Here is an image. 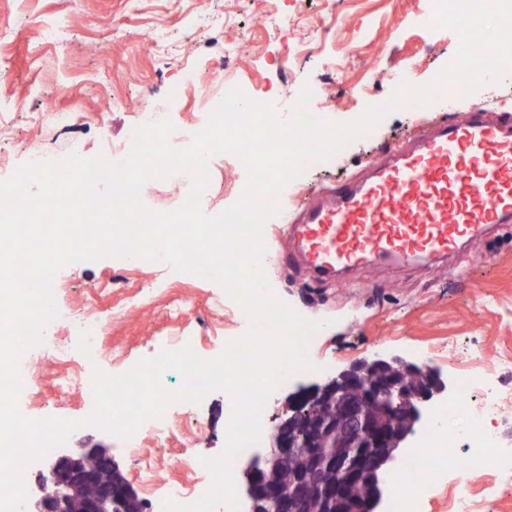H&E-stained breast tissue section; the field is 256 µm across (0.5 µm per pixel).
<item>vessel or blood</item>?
<instances>
[{"label": "vessel or blood", "mask_w": 512, "mask_h": 512, "mask_svg": "<svg viewBox=\"0 0 512 512\" xmlns=\"http://www.w3.org/2000/svg\"><path fill=\"white\" fill-rule=\"evenodd\" d=\"M511 222L512 124L470 111L395 149L368 176L324 190L287 232L322 278L445 255L479 228Z\"/></svg>", "instance_id": "1"}]
</instances>
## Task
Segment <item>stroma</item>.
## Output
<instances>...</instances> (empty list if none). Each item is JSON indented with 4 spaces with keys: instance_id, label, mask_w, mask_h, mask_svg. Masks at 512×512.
Listing matches in <instances>:
<instances>
[{
    "instance_id": "obj_1",
    "label": "stroma",
    "mask_w": 512,
    "mask_h": 512,
    "mask_svg": "<svg viewBox=\"0 0 512 512\" xmlns=\"http://www.w3.org/2000/svg\"><path fill=\"white\" fill-rule=\"evenodd\" d=\"M426 5L427 0H0V25L11 30L0 43V116L11 129L0 152L19 166L27 151L45 160L61 158L77 141L92 158L124 144L145 108L167 113L173 126L189 132L201 117L199 91L221 97L231 75L272 88L279 112H290L293 92L306 87L325 122L355 120L394 93L399 72L424 85L455 58L459 35L422 24ZM57 20L61 35L45 45L41 26ZM292 46L303 47V54H289ZM189 69L196 85L181 103L171 89ZM353 84L366 85L363 98H350ZM51 96L69 114L65 125L32 119ZM106 96L122 98V106L105 109ZM470 106L489 109L496 119L512 112V74L455 103L388 113L372 137L351 141L324 167L304 170L282 194L296 204L313 189L357 177L368 162L408 142L419 126L452 121L457 109ZM209 181L200 205L213 216L239 199L247 170L235 155L217 154L209 160ZM191 189V181L179 175L151 179L141 200L151 210L171 211ZM266 243L270 294L303 317L326 322L312 346L317 368L299 376L295 387L324 382L380 352L430 364L452 388L461 364L492 370L500 387L512 388V223L482 229L458 253L437 262L372 264L332 280L315 279L295 261L278 219L269 221ZM60 274L67 288L57 306L66 315L84 316L92 295L99 312H111L99 365L111 375L156 356L175 332L204 351L238 332L236 306L223 288L164 264L122 268L105 257L68 264ZM175 294L187 302L180 317L170 306ZM29 366L40 417L81 413L79 393L55 391L60 367L51 356L32 352ZM228 404L225 392L217 390L191 409H175L174 436L144 441L156 468L171 476L179 458L223 454ZM84 439L106 446L128 481L138 484L135 459L117 438L83 428L66 445L75 448Z\"/></svg>"
}]
</instances>
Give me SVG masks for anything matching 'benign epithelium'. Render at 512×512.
<instances>
[{
    "instance_id": "obj_1",
    "label": "benign epithelium",
    "mask_w": 512,
    "mask_h": 512,
    "mask_svg": "<svg viewBox=\"0 0 512 512\" xmlns=\"http://www.w3.org/2000/svg\"><path fill=\"white\" fill-rule=\"evenodd\" d=\"M412 376L422 384L408 386ZM447 389L440 372L427 364L376 354L289 394L273 418L269 451L249 458L241 469L250 512H310L315 497L332 512H377L379 474L398 459L416 426L427 423ZM320 448L338 452L321 458ZM305 451L309 467L294 475L288 491L262 482L267 469L284 467ZM115 469L106 448L84 442L51 460L24 512H124L134 489L113 478ZM366 485L370 493L356 496Z\"/></svg>"
}]
</instances>
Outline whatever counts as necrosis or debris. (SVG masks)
<instances>
[{
	"label": "necrosis or debris",
	"mask_w": 512,
	"mask_h": 512,
	"mask_svg": "<svg viewBox=\"0 0 512 512\" xmlns=\"http://www.w3.org/2000/svg\"><path fill=\"white\" fill-rule=\"evenodd\" d=\"M108 330V322L94 315L70 323L69 332L81 338L82 350L76 358L68 351L56 350L54 357L64 367L57 380L58 391H78L85 403H92L91 369L104 353ZM489 378L488 372L475 373L460 367L454 399L437 410L433 422L423 429L417 446L405 454L392 476L394 494L389 512H422L425 497L446 485L452 488L450 506L454 512H479L480 505L473 500V485L493 468L508 466L486 420L512 402V393L490 384ZM173 432L172 422L165 415L145 421L126 441L128 449L138 456V474L146 495L158 505L167 499L181 504L196 502L211 485L210 476L201 472V463L186 458L178 464L184 478L156 473L151 451L142 442ZM462 443L468 448L467 454L460 463H451L450 452Z\"/></svg>",
	"instance_id": "obj_1"
}]
</instances>
